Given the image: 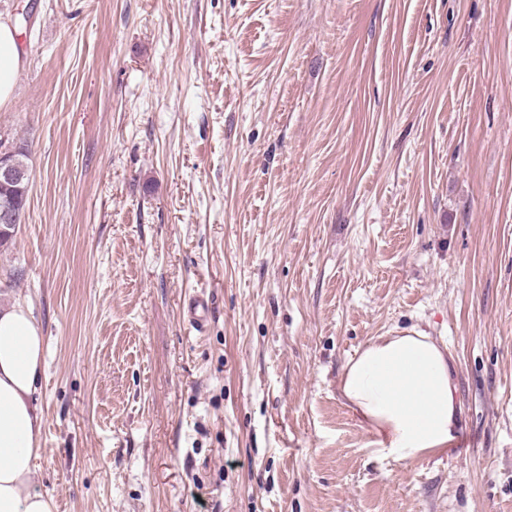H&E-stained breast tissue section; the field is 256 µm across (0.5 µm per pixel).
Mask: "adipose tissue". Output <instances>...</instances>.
<instances>
[{"label":"adipose tissue","instance_id":"1","mask_svg":"<svg viewBox=\"0 0 512 512\" xmlns=\"http://www.w3.org/2000/svg\"><path fill=\"white\" fill-rule=\"evenodd\" d=\"M21 63L17 29L0 18V107L14 99ZM44 372V338L28 307L0 306V512L55 509L32 480L43 430L33 395ZM339 392L382 451L397 460L447 448L460 427L455 362L421 331L368 344L345 365Z\"/></svg>","mask_w":512,"mask_h":512}]
</instances>
